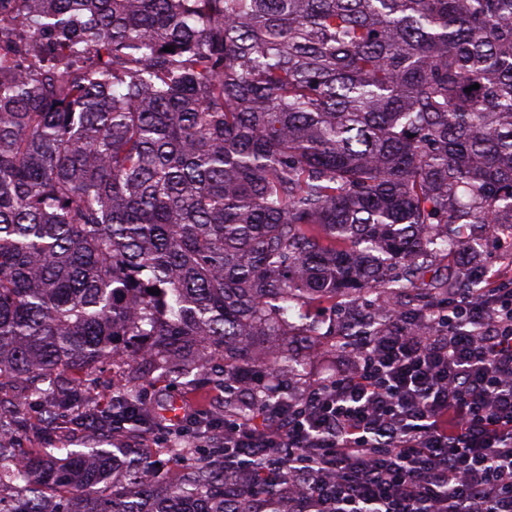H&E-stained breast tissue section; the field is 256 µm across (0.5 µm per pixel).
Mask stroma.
Returning <instances> with one entry per match:
<instances>
[{
  "mask_svg": "<svg viewBox=\"0 0 512 512\" xmlns=\"http://www.w3.org/2000/svg\"><path fill=\"white\" fill-rule=\"evenodd\" d=\"M374 296L353 301L340 298L334 301L309 302L303 305L301 315L295 318L288 331V342L294 348V358L301 364L293 373L295 383L301 384L321 375L329 361L347 358L350 351L346 344L332 336H307L306 325L321 327L338 326L348 321L353 312L367 313L375 306ZM78 397L93 395L96 402L110 406L113 401L131 398L144 400L147 412L153 413L161 404L172 400H189L199 406L204 416L223 417L228 401L224 397V355L215 351L208 354L203 371L174 369L166 373L147 371L138 378L128 372L116 370L111 363L98 365L89 376L76 382ZM22 389L9 383L0 385V409L13 411L22 427L16 433L15 449L23 455L35 448L56 451L60 448H87L101 441V433L85 428L74 431L70 427V413L56 419L51 430L39 432L44 417L43 403L21 396ZM125 447L137 455L149 458L159 466L160 476L169 484H180L189 467L182 456L171 454L170 438L166 427L152 425L151 429L128 435Z\"/></svg>",
  "mask_w": 512,
  "mask_h": 512,
  "instance_id": "1",
  "label": "stroma"
}]
</instances>
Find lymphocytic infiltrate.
Listing matches in <instances>:
<instances>
[{"label":"lymphocytic infiltrate","mask_w":512,"mask_h":512,"mask_svg":"<svg viewBox=\"0 0 512 512\" xmlns=\"http://www.w3.org/2000/svg\"><path fill=\"white\" fill-rule=\"evenodd\" d=\"M359 336L348 367L265 392L224 378L254 414L178 427L224 448V493L258 512H512V288L502 277Z\"/></svg>","instance_id":"f902f5d3"}]
</instances>
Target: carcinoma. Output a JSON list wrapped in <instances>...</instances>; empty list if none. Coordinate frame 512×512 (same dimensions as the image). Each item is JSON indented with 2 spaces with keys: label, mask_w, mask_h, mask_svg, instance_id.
Returning a JSON list of instances; mask_svg holds the SVG:
<instances>
[{
  "label": "carcinoma",
  "mask_w": 512,
  "mask_h": 512,
  "mask_svg": "<svg viewBox=\"0 0 512 512\" xmlns=\"http://www.w3.org/2000/svg\"><path fill=\"white\" fill-rule=\"evenodd\" d=\"M1 50L0 377L51 419L123 336L252 363L307 300L473 287L437 257L512 226V0H0ZM222 454L169 486L0 437V512H252Z\"/></svg>",
  "instance_id": "1"
}]
</instances>
